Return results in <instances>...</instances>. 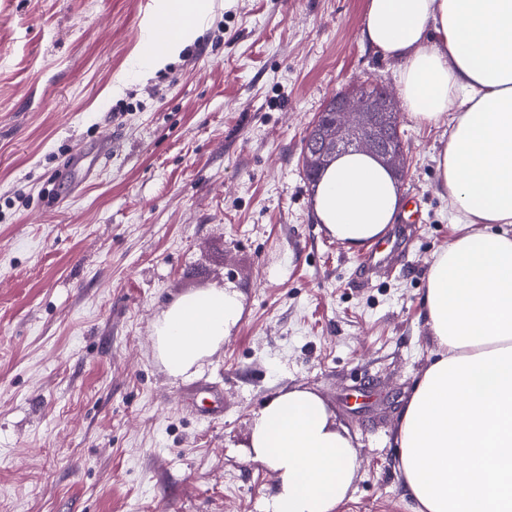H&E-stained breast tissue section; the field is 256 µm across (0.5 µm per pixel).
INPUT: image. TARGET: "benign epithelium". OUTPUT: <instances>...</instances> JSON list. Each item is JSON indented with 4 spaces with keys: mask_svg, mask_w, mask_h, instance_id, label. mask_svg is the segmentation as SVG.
<instances>
[{
    "mask_svg": "<svg viewBox=\"0 0 512 512\" xmlns=\"http://www.w3.org/2000/svg\"><path fill=\"white\" fill-rule=\"evenodd\" d=\"M400 108L391 82L379 81L376 92L353 87L336 94L318 113L304 151L307 180L314 183L336 156L349 151L376 155L399 179L406 174L404 144L399 135Z\"/></svg>",
    "mask_w": 512,
    "mask_h": 512,
    "instance_id": "1",
    "label": "benign epithelium"
}]
</instances>
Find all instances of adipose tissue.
Here are the masks:
<instances>
[{"label": "adipose tissue", "mask_w": 512, "mask_h": 512, "mask_svg": "<svg viewBox=\"0 0 512 512\" xmlns=\"http://www.w3.org/2000/svg\"><path fill=\"white\" fill-rule=\"evenodd\" d=\"M212 0H156L178 34L143 45L140 79L198 36ZM361 40L396 67L417 126H447L438 187L460 230L433 255L420 299L437 351L396 431L414 512H512V0H366ZM403 207L375 158L351 151L313 194L317 220L347 248L381 237ZM242 312L237 292L208 288L175 299L152 324L171 376L191 375ZM251 457L278 482L265 512H339L357 470L349 434L322 398L278 391L252 421Z\"/></svg>", "instance_id": "ef3b65f1"}]
</instances>
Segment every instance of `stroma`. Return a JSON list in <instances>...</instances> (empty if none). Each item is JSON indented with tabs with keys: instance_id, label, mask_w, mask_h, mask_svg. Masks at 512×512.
Instances as JSON below:
<instances>
[{
	"instance_id": "stroma-1",
	"label": "stroma",
	"mask_w": 512,
	"mask_h": 512,
	"mask_svg": "<svg viewBox=\"0 0 512 512\" xmlns=\"http://www.w3.org/2000/svg\"><path fill=\"white\" fill-rule=\"evenodd\" d=\"M364 9L214 0L144 82L154 0H0V512H261L276 475L250 459V423L291 387L353 441L342 512H413L395 431L436 352L420 297L456 232L448 134L402 116L415 211L380 267L319 224L302 170L326 101L395 77L360 39ZM214 286L241 293V318L172 378L151 324Z\"/></svg>"
}]
</instances>
